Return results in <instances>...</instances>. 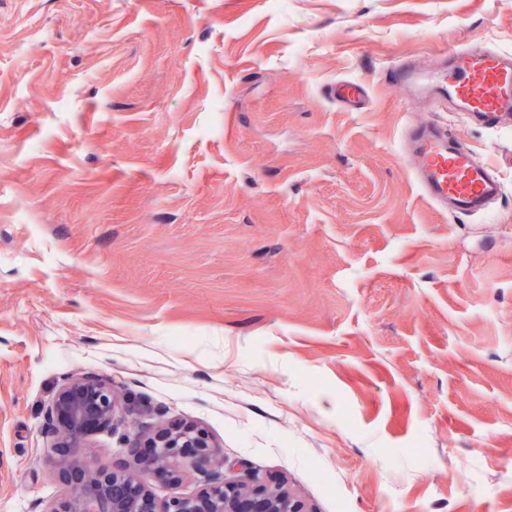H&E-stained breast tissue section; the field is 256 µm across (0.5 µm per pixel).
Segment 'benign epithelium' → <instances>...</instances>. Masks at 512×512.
<instances>
[{
    "label": "benign epithelium",
    "instance_id": "benign-epithelium-1",
    "mask_svg": "<svg viewBox=\"0 0 512 512\" xmlns=\"http://www.w3.org/2000/svg\"><path fill=\"white\" fill-rule=\"evenodd\" d=\"M115 414L110 378L95 373L63 378L46 421L56 438L55 465L71 493L46 512H305L293 493L260 482L244 464V479L225 481L224 451L194 425L159 426L152 454L141 460L137 477L123 461L103 470L80 462L79 448L92 432L108 429ZM188 471L208 475L206 487L194 496L158 499L147 489V480L156 474L175 480Z\"/></svg>",
    "mask_w": 512,
    "mask_h": 512
}]
</instances>
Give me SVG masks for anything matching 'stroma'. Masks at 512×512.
I'll return each instance as SVG.
<instances>
[{
    "label": "stroma",
    "mask_w": 512,
    "mask_h": 512,
    "mask_svg": "<svg viewBox=\"0 0 512 512\" xmlns=\"http://www.w3.org/2000/svg\"><path fill=\"white\" fill-rule=\"evenodd\" d=\"M475 44L512 52V0H0V512L66 497L83 373L122 406L96 468L188 421L307 512H512V115L391 79ZM415 122L491 212L423 197ZM417 184L431 204L455 216L484 214L502 194L496 172L478 162L470 147L426 122L406 128Z\"/></svg>",
    "instance_id": "obj_1"
}]
</instances>
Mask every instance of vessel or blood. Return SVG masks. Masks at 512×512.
<instances>
[{"mask_svg":"<svg viewBox=\"0 0 512 512\" xmlns=\"http://www.w3.org/2000/svg\"><path fill=\"white\" fill-rule=\"evenodd\" d=\"M394 83L449 98L457 111L487 126L512 112V55L474 46L451 54L445 68L424 73L412 60L397 63ZM407 150L417 184L431 204L457 216L484 214L502 194L495 171L478 162L470 147L426 122L408 126Z\"/></svg>","mask_w":512,"mask_h":512,"instance_id":"b4317fda","label":"vessel or blood"}]
</instances>
